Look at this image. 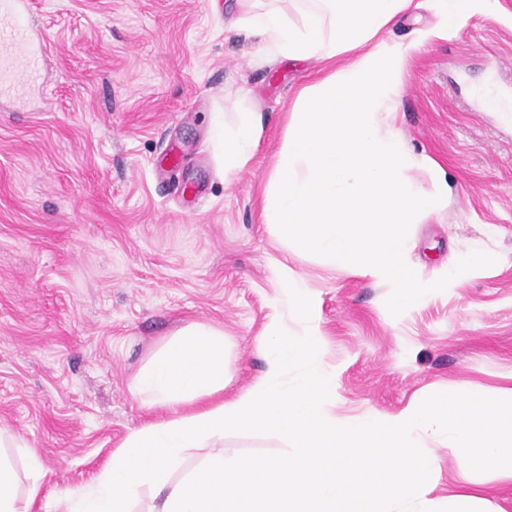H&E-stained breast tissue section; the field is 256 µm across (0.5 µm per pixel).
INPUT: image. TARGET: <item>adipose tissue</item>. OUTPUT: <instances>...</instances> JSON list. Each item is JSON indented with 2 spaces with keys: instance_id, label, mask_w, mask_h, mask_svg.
Wrapping results in <instances>:
<instances>
[{
  "instance_id": "ef3b65f1",
  "label": "adipose tissue",
  "mask_w": 512,
  "mask_h": 512,
  "mask_svg": "<svg viewBox=\"0 0 512 512\" xmlns=\"http://www.w3.org/2000/svg\"><path fill=\"white\" fill-rule=\"evenodd\" d=\"M237 30L259 37L263 62H324L356 52L338 71L303 87L292 107L261 212L271 233L328 265L355 268L393 289L398 309L422 305L480 264L471 258L423 280L409 259L410 224L448 203L445 172L414 153L394 126L409 57L427 40L456 36L490 0H425L436 23L406 43L384 39L414 0H309L291 19L280 0H240ZM253 112L234 125L214 119L210 138L225 174L243 169L260 140ZM415 169L431 175L417 188ZM279 300L301 325L288 336L271 322L263 338L262 380L221 401L224 332L192 324L171 337L133 380L148 405L172 414L125 440L89 485L66 492L45 512H429L431 476L447 448L459 476L486 471L512 480V388L477 386L384 415L336 416V371L321 353L325 337L315 302L288 265L275 274ZM267 431L289 444L283 458L228 460L227 429ZM437 445L421 449L427 436ZM20 448L30 475L21 484L0 454V512H31L43 477L36 448L0 434V451ZM194 466H186L188 456Z\"/></svg>"
}]
</instances>
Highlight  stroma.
Instances as JSON below:
<instances>
[{"label": "stroma", "instance_id": "1", "mask_svg": "<svg viewBox=\"0 0 512 512\" xmlns=\"http://www.w3.org/2000/svg\"><path fill=\"white\" fill-rule=\"evenodd\" d=\"M46 38L40 90L0 97V428L42 452V493L85 486L129 433L166 417L133 378L177 331L224 332L225 398L264 374L274 270L306 282L335 367L337 415L392 413L465 385L512 387V123L475 93L512 101V0L408 60L395 125L445 172L444 209L410 227L424 277L481 265L421 307L388 285L287 248L261 222L264 191L314 62L268 65L231 30L239 0H28ZM243 85L262 135L225 175L210 137ZM272 434L228 431L224 456L281 457Z\"/></svg>", "mask_w": 512, "mask_h": 512}]
</instances>
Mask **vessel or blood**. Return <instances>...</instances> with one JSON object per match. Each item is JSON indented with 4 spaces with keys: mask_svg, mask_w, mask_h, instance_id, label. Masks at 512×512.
Masks as SVG:
<instances>
[{
    "mask_svg": "<svg viewBox=\"0 0 512 512\" xmlns=\"http://www.w3.org/2000/svg\"><path fill=\"white\" fill-rule=\"evenodd\" d=\"M26 0H0V77L22 70L25 81H36L41 73L44 39L20 25Z\"/></svg>",
    "mask_w": 512,
    "mask_h": 512,
    "instance_id": "obj_1",
    "label": "vessel or blood"
}]
</instances>
